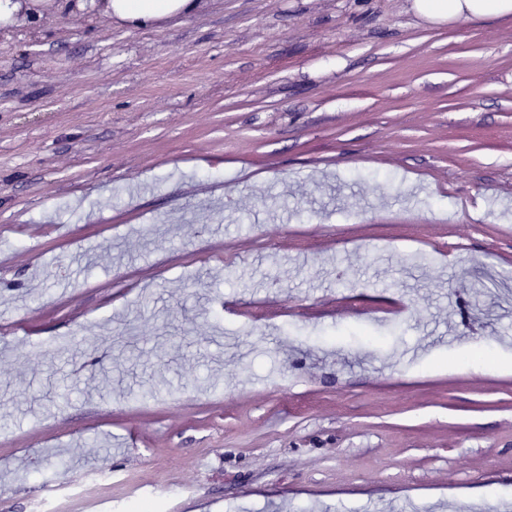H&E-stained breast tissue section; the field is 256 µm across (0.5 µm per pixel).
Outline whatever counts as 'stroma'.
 I'll use <instances>...</instances> for the list:
<instances>
[{
  "mask_svg": "<svg viewBox=\"0 0 512 512\" xmlns=\"http://www.w3.org/2000/svg\"><path fill=\"white\" fill-rule=\"evenodd\" d=\"M411 2L0 36V512H512V16ZM413 11L436 24L512 15L511 0H412Z\"/></svg>",
  "mask_w": 512,
  "mask_h": 512,
  "instance_id": "obj_1",
  "label": "stroma"
}]
</instances>
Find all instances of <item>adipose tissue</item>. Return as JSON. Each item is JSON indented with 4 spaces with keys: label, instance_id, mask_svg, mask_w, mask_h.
I'll list each match as a JSON object with an SVG mask.
<instances>
[{
    "label": "adipose tissue",
    "instance_id": "1",
    "mask_svg": "<svg viewBox=\"0 0 512 512\" xmlns=\"http://www.w3.org/2000/svg\"><path fill=\"white\" fill-rule=\"evenodd\" d=\"M69 0H0V27H11L18 17L37 25L46 11L64 10ZM99 11L118 23L151 28L170 18L197 13L201 0H99ZM413 11L436 24L477 21L512 15V0H412Z\"/></svg>",
    "mask_w": 512,
    "mask_h": 512
}]
</instances>
